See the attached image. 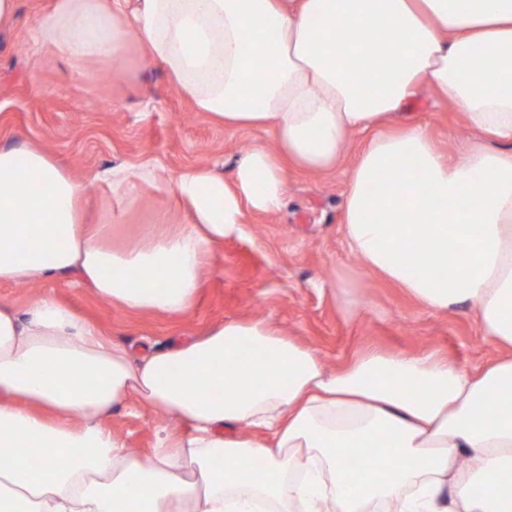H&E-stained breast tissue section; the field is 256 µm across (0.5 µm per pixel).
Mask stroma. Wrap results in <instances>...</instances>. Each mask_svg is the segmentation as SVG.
Returning a JSON list of instances; mask_svg holds the SVG:
<instances>
[{
  "label": "stroma",
  "mask_w": 512,
  "mask_h": 512,
  "mask_svg": "<svg viewBox=\"0 0 512 512\" xmlns=\"http://www.w3.org/2000/svg\"><path fill=\"white\" fill-rule=\"evenodd\" d=\"M54 0H19L13 28L0 32V146L33 141L53 152L79 180L117 163H159L176 174L203 166L231 175L249 148L274 147L258 130H227L197 112L168 81L164 66L137 45L112 64L76 62L54 47L36 48L37 19ZM402 121L425 124L437 145L454 154L477 136L460 112L430 85L404 109ZM365 141L352 136L334 172L289 170L284 206L247 213L216 247L192 311L171 316L133 313L76 286L73 275L49 283L112 340L140 356L202 334L227 321L264 320L317 351L327 371L364 349L417 356L437 352L470 368L496 355L467 305L445 312L423 307L403 288L365 270L342 231V205L353 162ZM96 220L122 213L112 228L123 247L153 223L187 221L169 194L144 189L134 202H117L102 184L90 188ZM107 423L140 456H149L162 420L146 408L119 406Z\"/></svg>",
  "instance_id": "stroma-1"
}]
</instances>
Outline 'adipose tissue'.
Segmentation results:
<instances>
[{"mask_svg": "<svg viewBox=\"0 0 512 512\" xmlns=\"http://www.w3.org/2000/svg\"><path fill=\"white\" fill-rule=\"evenodd\" d=\"M33 37L103 63L139 45L198 111L276 147L229 180L151 162L98 173L115 196L149 185L191 212L124 248L52 153L0 147V283L73 272L110 305L185 313L244 209H279L287 166L330 172L365 132L351 252L429 309L472 306L500 354L474 372L365 351L330 373L268 323L231 321L135 358L53 295L0 303V512H512V0H55ZM425 83L499 148L379 133ZM130 401L184 425L146 460L103 424Z\"/></svg>", "mask_w": 512, "mask_h": 512, "instance_id": "ef3b65f1", "label": "adipose tissue"}]
</instances>
